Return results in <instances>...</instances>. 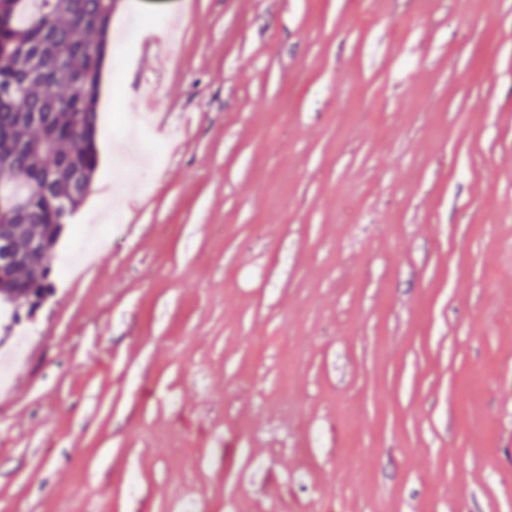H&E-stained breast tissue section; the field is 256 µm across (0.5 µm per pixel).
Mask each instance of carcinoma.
Instances as JSON below:
<instances>
[{
	"instance_id": "carcinoma-1",
	"label": "carcinoma",
	"mask_w": 512,
	"mask_h": 512,
	"mask_svg": "<svg viewBox=\"0 0 512 512\" xmlns=\"http://www.w3.org/2000/svg\"><path fill=\"white\" fill-rule=\"evenodd\" d=\"M111 24L105 0H0V182L30 199L25 214L5 212L0 223L17 225L22 245L36 234L56 245L54 225L71 223L88 192L76 176L98 166L99 66L112 53ZM38 68L49 81L30 78ZM38 263L31 312L53 293L48 258Z\"/></svg>"
}]
</instances>
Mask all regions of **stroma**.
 <instances>
[{
    "label": "stroma",
    "instance_id": "obj_1",
    "mask_svg": "<svg viewBox=\"0 0 512 512\" xmlns=\"http://www.w3.org/2000/svg\"><path fill=\"white\" fill-rule=\"evenodd\" d=\"M110 40L0 512H512V0H118Z\"/></svg>",
    "mask_w": 512,
    "mask_h": 512
}]
</instances>
